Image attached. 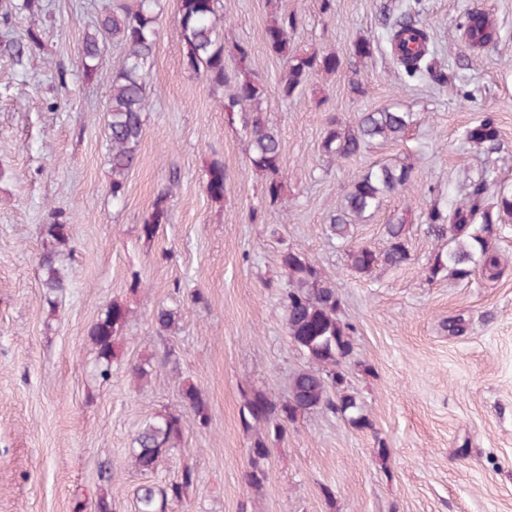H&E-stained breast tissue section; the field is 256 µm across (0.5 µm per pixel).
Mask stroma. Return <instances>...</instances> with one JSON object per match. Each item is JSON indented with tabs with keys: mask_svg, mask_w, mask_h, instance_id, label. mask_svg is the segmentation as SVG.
Masks as SVG:
<instances>
[{
	"mask_svg": "<svg viewBox=\"0 0 512 512\" xmlns=\"http://www.w3.org/2000/svg\"><path fill=\"white\" fill-rule=\"evenodd\" d=\"M0 0V512H92L97 488L112 512H134L143 484L196 482L170 512H512V216L489 242L506 268L457 280L427 268L442 245L423 215L462 198L466 184L495 167L512 192V0H280L294 14V44L331 51L342 65L317 72L283 99V64L265 48L270 0H224V62L249 45L265 87V117L280 135L287 195L270 205L251 168L239 113L184 63L176 0H159V37L146 76L149 107L138 160L113 200L106 138L112 76L123 47L106 42L97 73L79 55L112 0H39L17 12ZM419 11L438 62L474 97L399 75L386 20ZM489 12L497 42L470 54L456 25L467 11ZM37 33L39 48L15 58L6 45ZM371 40L370 56L351 53ZM365 95H357L353 82ZM392 108L413 115L406 136L374 142L357 157L332 160L321 141L329 119ZM493 115L501 149L468 144L465 130ZM221 161L223 203L206 191L207 169ZM411 165L406 190L384 198L347 242L324 228L348 187L373 165ZM168 221L152 240L141 227L159 194ZM410 211V259L361 276L346 266L354 246L382 250L384 226ZM62 213L74 236L59 256L72 288L49 306L40 285L42 225ZM301 252L333 283L338 316L353 328L352 352L339 364L369 426L317 410L288 424L246 426L256 392L287 397L309 359L286 333L284 252ZM131 310L112 379L95 373L92 325L112 301ZM174 312L158 332L154 315ZM148 363L146 387L132 366ZM201 393L199 422L182 389ZM159 413L184 429L155 470H136L129 448L139 426ZM268 451L266 480L248 481L256 438ZM110 480H99L101 465Z\"/></svg>",
	"mask_w": 512,
	"mask_h": 512,
	"instance_id": "35a3bbf8",
	"label": "stroma"
}]
</instances>
